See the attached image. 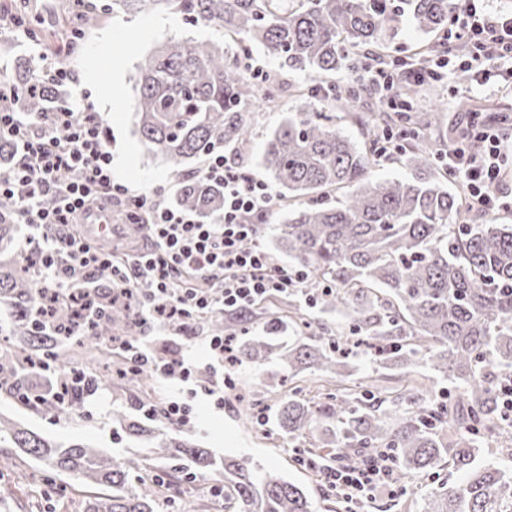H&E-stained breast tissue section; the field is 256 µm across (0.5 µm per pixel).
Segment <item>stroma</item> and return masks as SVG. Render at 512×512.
Masks as SVG:
<instances>
[{
    "instance_id": "stroma-1",
    "label": "stroma",
    "mask_w": 512,
    "mask_h": 512,
    "mask_svg": "<svg viewBox=\"0 0 512 512\" xmlns=\"http://www.w3.org/2000/svg\"><path fill=\"white\" fill-rule=\"evenodd\" d=\"M152 26L148 38L130 40V30ZM217 32L210 27L191 26L174 16L153 10L136 16L122 13L99 15L95 25L86 30L79 50L67 64L75 78L69 87L68 99L75 106L91 104L100 112L109 132L107 141L112 152V177L114 181L132 189L149 191L165 186L172 187L166 161L149 153L134 132L133 76L148 52L170 39L214 40ZM431 38L418 31L409 22H401L393 36L381 48L353 49L347 69L331 78L336 85L353 84L364 69L371 64L388 62L396 58H408ZM121 62L124 70L120 77H113L112 65ZM254 67L267 71L274 81L282 85L284 92L275 109L248 113L252 127L249 156L250 172L262 177L258 160L263 153L269 133L282 117L303 108H312V101L298 94L299 88L308 86L310 79L301 73L288 72L280 61L254 49L251 54ZM494 90L478 91L470 72L456 69L440 82L422 84L413 102L417 111H439L446 131L440 145H447L465 127L467 118L458 111L457 103L469 100L478 105H494L496 111L512 112V65L499 64L491 71ZM115 84L113 94L98 92V85ZM232 380L224 391V406L216 408L207 395L206 384L192 382L180 384L162 377H154L152 384L156 398L162 406L178 402L191 407L192 417L187 425L193 438L216 458L246 457L273 470L280 477L302 487L312 499L317 512H325L328 502L326 487L312 470L301 461L300 450L305 438L291 437L280 432L275 424V412L281 398L287 394L289 384L283 383L277 365L259 369L248 365L228 368ZM247 396L260 402L263 414L252 426H244L238 417L237 400ZM122 407L126 414L135 416L139 410L132 396H117L114 391L102 390L96 402L86 404L69 416L53 419L37 410L23 407L13 399L0 395V415L30 428L44 437L57 442H88L109 454L131 457L139 454L144 443L131 440L112 422V411ZM461 473L441 466L404 479L405 490L396 495L378 493L374 499L364 502L359 512H420L424 495L444 482H457ZM67 478L58 476L42 464H34L28 470L25 483H17L9 471L0 472V512H79L84 498L82 492L69 489Z\"/></svg>"
}]
</instances>
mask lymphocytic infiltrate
<instances>
[{
  "label": "lymphocytic infiltrate",
  "mask_w": 512,
  "mask_h": 512,
  "mask_svg": "<svg viewBox=\"0 0 512 512\" xmlns=\"http://www.w3.org/2000/svg\"><path fill=\"white\" fill-rule=\"evenodd\" d=\"M448 41L469 47V57L458 61L439 54L422 64L399 59L388 67L370 66L365 79L393 110L405 111L408 104L397 95L396 77L421 84L442 80L458 67L483 74L490 65L512 59V16L491 13L485 0H466L452 20ZM16 95L9 82L0 80V138L13 139L19 148L17 161L0 174V199L13 201L16 223L28 229L20 251L34 255L40 284L71 301L66 324L37 304L35 329L67 334L76 324L107 317L118 304L131 307L141 322L170 328L207 313L245 310L270 294L299 286L301 276L273 261L257 241V222L271 208L266 182L224 156L211 159L205 173L223 182L224 211L215 221L202 222L167 205L160 190L138 192L114 182L103 119L91 106L77 109L66 103L30 118L13 111ZM61 128L66 138L57 137ZM505 130L498 120H474V145L452 144L440 155L449 175L486 216L512 208V197L503 189L505 167L512 159ZM70 172L76 180H67ZM48 197L53 207H45ZM116 198L123 200L129 220L149 218L146 248L120 265L113 264L110 248L71 229L107 213ZM102 272L108 273L111 288L97 286ZM124 349L136 367L182 383L194 377L195 366L184 356L159 357L140 342ZM320 468L329 490L347 503L372 496L389 483L384 459L362 468L325 461Z\"/></svg>",
  "instance_id": "obj_1"
}]
</instances>
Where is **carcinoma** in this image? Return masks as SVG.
I'll use <instances>...</instances> for the list:
<instances>
[{
	"instance_id": "1",
	"label": "carcinoma",
	"mask_w": 512,
	"mask_h": 512,
	"mask_svg": "<svg viewBox=\"0 0 512 512\" xmlns=\"http://www.w3.org/2000/svg\"><path fill=\"white\" fill-rule=\"evenodd\" d=\"M453 9V0H112L114 12L156 10L213 27L238 49L231 59L218 43L172 39L138 67L137 133L170 167L178 184L171 203L203 222L224 210V184L209 179L204 168L217 155L247 148L246 113L278 97L277 87L247 75L240 58L252 49L262 48L293 72L331 75L344 68L350 49L379 45L405 19L424 34L445 37ZM3 10L28 20L27 0H12ZM95 21L88 7L68 0L70 52ZM44 70L39 60H16L7 75L18 93L15 111L50 112L63 99L56 84L31 90ZM304 96L348 111L357 103L355 92L334 86L310 87ZM431 122L427 112L402 115L378 105L364 120L366 141L360 145L336 129L332 108L321 107L290 113L272 131L260 165L276 189L272 207L285 216L274 228V248L305 275L299 288L279 299L288 308L285 324L298 336L284 341L272 331L247 339L234 360L255 367L276 363L295 376L333 375L340 382L323 403L306 399L297 387L278 406L279 425L288 434L311 433L322 420L336 423L332 438L309 440L306 459L365 467L391 453L398 476L446 460L465 480L433 488L423 512H512V466L477 458L482 438L500 440L512 431L500 398L501 386L512 380V224L456 223L463 197L436 176L433 143L418 133ZM404 129L411 131L402 148L410 176L369 178V156L380 134ZM13 217V202L1 199L0 242L14 239ZM30 268L19 254L0 257V308L9 311L12 336V347L0 357V391L17 394L27 376L22 359L29 356L50 372L79 359L96 372L105 367L114 378L99 377L98 383L121 381L135 391L139 407L152 409L166 426L156 435L162 455L191 466L133 485L129 472L147 466L151 457H109L89 444H56L0 419V443L21 449L5 465L22 474L37 461L80 486L112 489L86 497L83 512H156L161 499L181 493L180 483L216 473L224 474L217 488L234 512H313L297 485L261 476L245 460L226 458L221 466L206 449L167 437L182 425L166 417L148 375L112 359L103 343L112 335L136 339L139 322L131 312L114 309L96 326L81 329L77 349L63 359L62 338L33 328L36 283ZM299 294L325 311L343 309L349 333L339 335L315 321L294 304ZM252 324L249 309L208 320L211 335L232 340L248 335ZM360 350L379 368L400 370V383L384 373L369 376L355 396L347 384V359ZM440 381L454 388L442 399L436 396ZM19 402L52 418L66 411L47 394ZM114 421L131 436L150 433L123 413Z\"/></svg>"
}]
</instances>
